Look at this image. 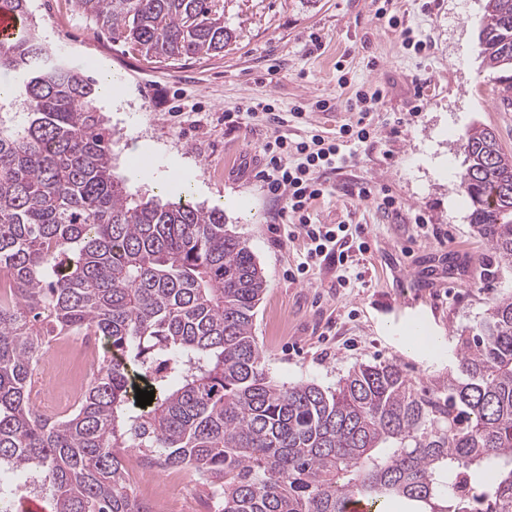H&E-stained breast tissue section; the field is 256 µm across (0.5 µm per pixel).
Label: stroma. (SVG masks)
<instances>
[{"mask_svg":"<svg viewBox=\"0 0 512 512\" xmlns=\"http://www.w3.org/2000/svg\"><path fill=\"white\" fill-rule=\"evenodd\" d=\"M485 0H226L224 24L233 38L224 51L161 61L112 42L71 0H30L43 38L76 67L94 63L124 83L100 104L116 142L115 170L136 196L223 207L230 228L262 267L267 288L253 332L263 366L280 383L325 387L359 363L393 362L408 378L446 376L455 337L478 321L488 302L512 294V269L501 268L490 245L474 234L470 205L459 188L461 148L476 126L492 129L512 153V112H500L482 65L478 31ZM386 7L387 18L376 16ZM396 25H389L388 17ZM426 40L423 52L405 43L404 29ZM384 87L374 116L377 133L357 149L353 166L328 177L314 201L319 224H359L369 243L356 255L358 285L339 286L336 268L322 262L305 280L288 272L305 251L302 235L285 239V202L264 191L255 174L260 147L274 132L298 141L317 132L334 137L355 121L348 100L359 87ZM327 111L313 110L316 100ZM263 101L277 111L303 108L304 118L274 128L265 121L224 126L225 111ZM418 114H411L413 105ZM405 113L397 126L393 115ZM154 154L157 175L144 181L133 159ZM380 181L397 201L351 195L359 183ZM447 230V242L416 237L413 213ZM150 512H178L212 489L186 468L159 469L134 486Z\"/></svg>","mask_w":512,"mask_h":512,"instance_id":"stroma-1","label":"stroma"}]
</instances>
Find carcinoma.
Returning a JSON list of instances; mask_svg holds the SVG:
<instances>
[{"label": "carcinoma", "mask_w": 512, "mask_h": 512, "mask_svg": "<svg viewBox=\"0 0 512 512\" xmlns=\"http://www.w3.org/2000/svg\"><path fill=\"white\" fill-rule=\"evenodd\" d=\"M29 0H0L26 34L0 46V471L36 470L52 512H148L124 449L207 477L217 512H512V296L460 331L458 365L414 381L361 363L333 389L278 383L252 333L267 286L224 209L133 203L113 173L94 80L39 33ZM112 41L164 60L232 40L224 0H72ZM482 64L512 105V0H486ZM469 224L512 268V155L486 127L462 144ZM58 336L107 356L68 415L30 402ZM155 391L137 406L136 389ZM25 492L0 494L20 512Z\"/></svg>", "instance_id": "1"}]
</instances>
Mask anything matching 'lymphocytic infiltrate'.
<instances>
[{"label":"lymphocytic infiltrate","mask_w":512,"mask_h":512,"mask_svg":"<svg viewBox=\"0 0 512 512\" xmlns=\"http://www.w3.org/2000/svg\"><path fill=\"white\" fill-rule=\"evenodd\" d=\"M384 100L382 88L358 89L350 101L357 120L344 125L335 138L312 134L292 144L286 136L274 135L263 143V163L258 176L269 194L285 200L281 212L283 224L298 230L308 245L302 261L292 272L293 278L305 277L317 263L329 260L336 266L340 285L360 280L361 275L355 272L350 257L351 250L363 253L368 249L360 228L313 223L310 206L327 192L326 174L350 166L355 158L354 146L374 137L373 114L380 110Z\"/></svg>","instance_id":"f902f5d3"}]
</instances>
